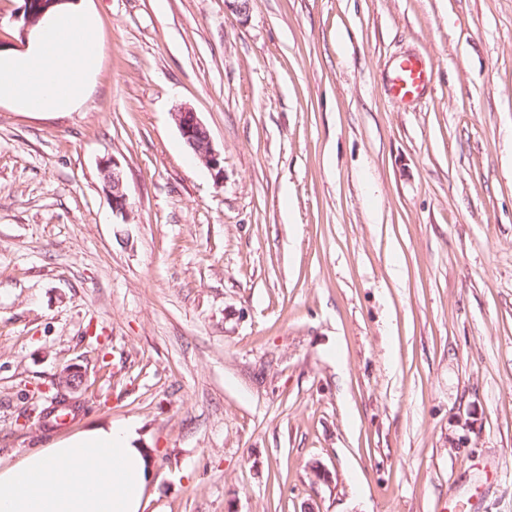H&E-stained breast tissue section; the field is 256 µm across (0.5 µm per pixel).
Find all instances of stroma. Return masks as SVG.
<instances>
[{"label":"stroma","instance_id":"1","mask_svg":"<svg viewBox=\"0 0 512 512\" xmlns=\"http://www.w3.org/2000/svg\"><path fill=\"white\" fill-rule=\"evenodd\" d=\"M87 5L88 100L0 106V463L135 420L143 512H512V0ZM431 74L420 57H401L392 68L389 79L391 96L402 103L422 99L427 92ZM174 120L180 136L201 161L208 167L220 171L221 154L215 149L212 137L197 113L190 108H184L174 113ZM103 176L106 188L112 197V213L127 219L129 215V199L125 190V173L118 161L105 162ZM85 376L78 368H66L55 381L57 391L64 393L69 392L70 395L78 393L84 384Z\"/></svg>","mask_w":512,"mask_h":512}]
</instances>
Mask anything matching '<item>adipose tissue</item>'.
Segmentation results:
<instances>
[{
    "label": "adipose tissue",
    "instance_id": "obj_1",
    "mask_svg": "<svg viewBox=\"0 0 512 512\" xmlns=\"http://www.w3.org/2000/svg\"><path fill=\"white\" fill-rule=\"evenodd\" d=\"M97 18L60 0L23 50L0 51V103L71 112L89 96L102 58ZM152 458L137 422L96 427L0 466V512H143Z\"/></svg>",
    "mask_w": 512,
    "mask_h": 512
}]
</instances>
